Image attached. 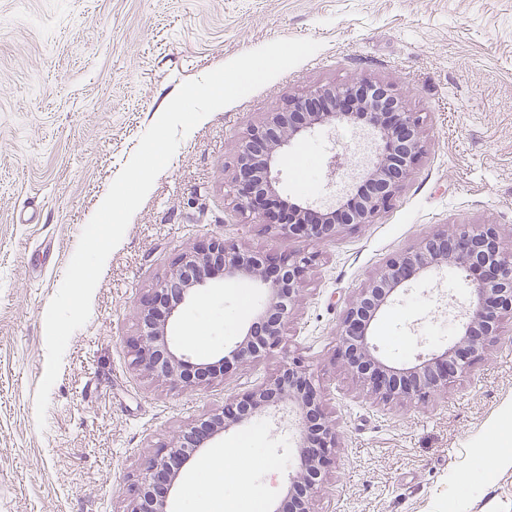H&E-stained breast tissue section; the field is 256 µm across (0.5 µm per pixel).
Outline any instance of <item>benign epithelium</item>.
Listing matches in <instances>:
<instances>
[{
  "label": "benign epithelium",
  "mask_w": 512,
  "mask_h": 512,
  "mask_svg": "<svg viewBox=\"0 0 512 512\" xmlns=\"http://www.w3.org/2000/svg\"><path fill=\"white\" fill-rule=\"evenodd\" d=\"M338 122L361 124L375 135L378 151L363 173L369 189L338 201L339 207L330 214L300 207L292 216H277L270 209L269 195L278 185L279 152L314 126ZM422 124L420 115L406 110L398 89L383 81L363 79L290 99L282 110L250 128L242 141L233 175L236 208L270 232H292L309 241H325L342 229L371 224L393 205L418 162L423 152ZM317 259L316 252L258 254L225 239L198 242L181 252L167 278L140 300L139 333L126 341L131 365L173 389H194L224 379L223 371L213 369L211 363L193 362L168 338L169 323L179 319L192 296L216 278L247 282L266 294L255 314L263 328L256 332L250 326L244 331L243 338L219 359L224 368L232 363L249 365L287 350L288 319ZM447 267L463 274L469 288L455 336L411 363L398 365L385 359L373 342L372 323L400 286ZM511 319L512 249L493 224L461 225L438 231L416 249L387 261L344 311L334 356L374 402L426 404L488 355L503 323ZM323 398V389L301 358L284 362L260 384L227 397L221 410L179 432L165 451L150 458L128 512H167L176 477L172 465L187 463L199 445L281 406L292 413L298 432V464L288 474V512H312L313 500L324 490L342 448Z\"/></svg>",
  "instance_id": "7a95c632"
}]
</instances>
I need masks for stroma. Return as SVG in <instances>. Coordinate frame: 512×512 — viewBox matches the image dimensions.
<instances>
[{
    "mask_svg": "<svg viewBox=\"0 0 512 512\" xmlns=\"http://www.w3.org/2000/svg\"><path fill=\"white\" fill-rule=\"evenodd\" d=\"M310 58L185 135L112 251L87 323L63 355L38 427L45 314L82 230L180 86L278 39ZM357 78L393 83L423 118V153L395 204L334 241L261 231L236 211L242 137L289 98ZM376 150L351 124L312 129L280 158L278 198L326 211L353 196ZM345 167L331 176L332 157ZM497 225L512 244V0H0V512H127L145 460L227 395L262 382L281 352L176 390L134 370L125 348L137 303L199 240L266 253H319L287 329L324 389L342 450L314 512H512V464L488 435L512 421V321L488 356L426 405L383 407L334 357L349 301L391 257L451 225ZM460 275L433 270L378 320L403 363L439 347L432 321L468 302ZM264 293L207 288L169 335L199 359L240 341ZM196 333H189V325ZM294 448L285 411L217 437L177 473L170 512L249 493L284 505ZM239 452L242 482L216 489L202 462Z\"/></svg>",
    "mask_w": 512,
    "mask_h": 512,
    "instance_id": "obj_1",
    "label": "stroma"
}]
</instances>
